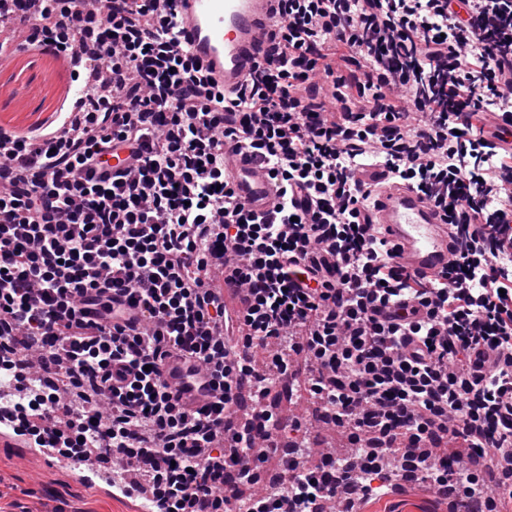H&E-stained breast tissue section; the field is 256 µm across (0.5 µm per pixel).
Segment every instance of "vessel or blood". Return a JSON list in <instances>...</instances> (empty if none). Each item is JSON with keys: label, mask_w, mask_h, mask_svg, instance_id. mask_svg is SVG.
Instances as JSON below:
<instances>
[{"label": "vessel or blood", "mask_w": 512, "mask_h": 512, "mask_svg": "<svg viewBox=\"0 0 512 512\" xmlns=\"http://www.w3.org/2000/svg\"><path fill=\"white\" fill-rule=\"evenodd\" d=\"M279 10L277 0H178V24L190 55L207 77L233 93L263 60ZM224 169L238 201L255 213L271 205L275 186L244 142H224ZM358 178L372 192V217L396 247L393 261L418 277L438 276L456 242L434 205L409 186L370 166Z\"/></svg>", "instance_id": "vessel-or-blood-1"}]
</instances>
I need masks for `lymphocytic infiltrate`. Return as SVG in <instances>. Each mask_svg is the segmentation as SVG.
Instances as JSON below:
<instances>
[{"label":"lymphocytic infiltrate","instance_id":"obj_1","mask_svg":"<svg viewBox=\"0 0 512 512\" xmlns=\"http://www.w3.org/2000/svg\"><path fill=\"white\" fill-rule=\"evenodd\" d=\"M178 0H0V22L86 72L50 131L0 127V373L26 402L13 425L66 460L91 449L139 467L160 512H317L389 483L434 489L450 512L512 506V153L472 123L512 126V0H279L270 50L231 102L204 90L176 35ZM356 71L342 75L347 52ZM249 142L276 196L238 202L224 140ZM132 164L99 174L103 154ZM382 163L444 212L446 270L416 278L365 210ZM220 270L240 316L204 275ZM272 349L265 368L251 351ZM205 374L185 410L161 366ZM303 377L355 450L279 454L281 414L247 401ZM95 406L60 398L58 378ZM467 451L443 471L446 441ZM278 461L286 485L255 493Z\"/></svg>","mask_w":512,"mask_h":512}]
</instances>
